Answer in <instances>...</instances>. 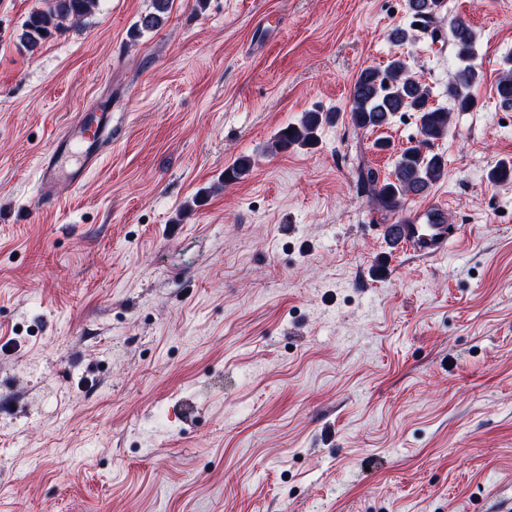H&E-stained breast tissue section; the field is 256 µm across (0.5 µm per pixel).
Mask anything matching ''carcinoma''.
<instances>
[{"instance_id": "cac0c4a2", "label": "carcinoma", "mask_w": 512, "mask_h": 512, "mask_svg": "<svg viewBox=\"0 0 512 512\" xmlns=\"http://www.w3.org/2000/svg\"><path fill=\"white\" fill-rule=\"evenodd\" d=\"M43 7L29 13L22 23L20 41L34 52L45 40L67 25L77 24L98 8V0H42ZM442 0H407L413 23L428 29L441 7ZM169 0H153V12L141 17L139 27L154 29L163 21ZM460 66L448 81V98L457 110L466 112L475 106L469 88L479 79L470 64L475 54L476 32L464 19H457L449 29ZM501 103L512 107V57L504 60L496 86ZM430 91L419 78L411 75L405 63L395 58L385 67L362 69L351 88L350 121L358 129H374L387 125L396 112H414L420 126L418 144L403 151L395 165L393 177L379 180L369 171L363 176L370 196L378 210L396 212L410 196L425 194L433 183L446 174L442 155L429 150L435 141L448 134L449 112L429 104ZM337 113L310 110L297 124L289 126L291 133L281 129L273 148L283 151L293 145L311 146L317 143L321 127L336 119ZM253 161L248 156L238 158L224 169V183H235L249 175Z\"/></svg>"}]
</instances>
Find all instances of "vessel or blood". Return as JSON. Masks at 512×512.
<instances>
[{"label": "vessel or blood", "mask_w": 512, "mask_h": 512, "mask_svg": "<svg viewBox=\"0 0 512 512\" xmlns=\"http://www.w3.org/2000/svg\"><path fill=\"white\" fill-rule=\"evenodd\" d=\"M123 124V119L98 106L84 112L77 123L68 126L41 159L38 175L46 192L39 195V205L45 209L56 206L57 200L48 195V187L61 182L81 186L86 173L123 137ZM381 234L396 249L427 259L445 253L453 239L452 227L447 224L446 212L440 206L415 210L401 223L384 225Z\"/></svg>", "instance_id": "1"}]
</instances>
